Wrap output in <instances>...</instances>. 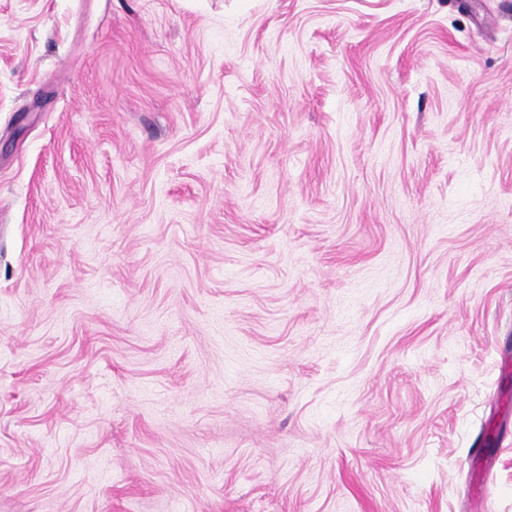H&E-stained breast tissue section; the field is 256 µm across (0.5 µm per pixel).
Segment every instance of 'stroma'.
Wrapping results in <instances>:
<instances>
[{
	"label": "stroma",
	"mask_w": 512,
	"mask_h": 512,
	"mask_svg": "<svg viewBox=\"0 0 512 512\" xmlns=\"http://www.w3.org/2000/svg\"><path fill=\"white\" fill-rule=\"evenodd\" d=\"M507 357L512 0H0V512H512Z\"/></svg>",
	"instance_id": "stroma-1"
}]
</instances>
